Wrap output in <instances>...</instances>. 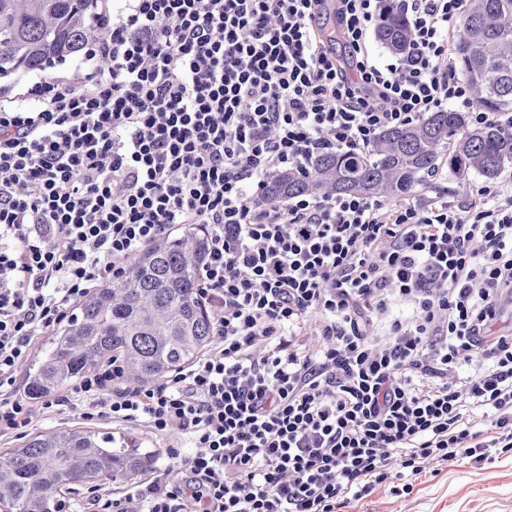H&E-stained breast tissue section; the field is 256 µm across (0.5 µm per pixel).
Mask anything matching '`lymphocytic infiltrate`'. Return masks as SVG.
<instances>
[{"mask_svg":"<svg viewBox=\"0 0 512 512\" xmlns=\"http://www.w3.org/2000/svg\"><path fill=\"white\" fill-rule=\"evenodd\" d=\"M325 2L123 0L84 68L0 100V440L64 415L169 443L151 477L84 512H336L381 486L411 493L428 467L512 450V331L493 329L512 301V185L463 203L257 201L269 175L364 155L428 113L492 119L451 67L468 0H402L409 48L385 63L369 48L380 0H335L326 35ZM193 225L209 230L210 348L147 387L114 359L69 393L23 397L38 340L146 245ZM396 301L413 317L372 337Z\"/></svg>","mask_w":512,"mask_h":512,"instance_id":"f902f5d3","label":"lymphocytic infiltrate"}]
</instances>
